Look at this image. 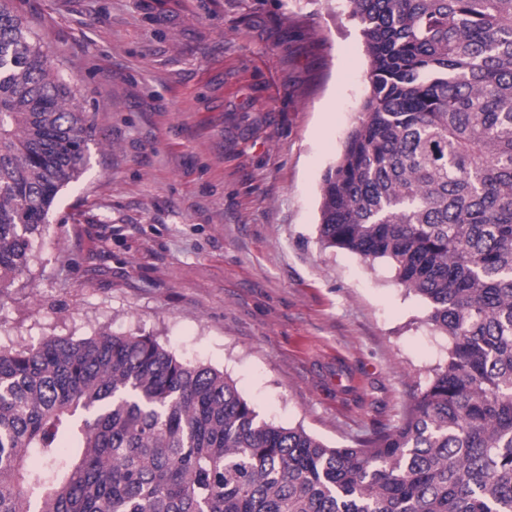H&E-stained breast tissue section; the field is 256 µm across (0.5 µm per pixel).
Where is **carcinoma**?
<instances>
[{"label":"carcinoma","mask_w":512,"mask_h":512,"mask_svg":"<svg viewBox=\"0 0 512 512\" xmlns=\"http://www.w3.org/2000/svg\"><path fill=\"white\" fill-rule=\"evenodd\" d=\"M0 0V296L93 125ZM370 61L319 239L448 338L402 424L331 448L148 335L0 351V512H512V0H347Z\"/></svg>","instance_id":"obj_1"}]
</instances>
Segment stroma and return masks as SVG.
<instances>
[{
  "label": "stroma",
  "instance_id": "35a3bbf8",
  "mask_svg": "<svg viewBox=\"0 0 512 512\" xmlns=\"http://www.w3.org/2000/svg\"><path fill=\"white\" fill-rule=\"evenodd\" d=\"M95 127L0 294V349L105 330L231 379L331 447L400 425L448 359L387 263L324 247L369 91L339 0H14Z\"/></svg>",
  "mask_w": 512,
  "mask_h": 512
}]
</instances>
